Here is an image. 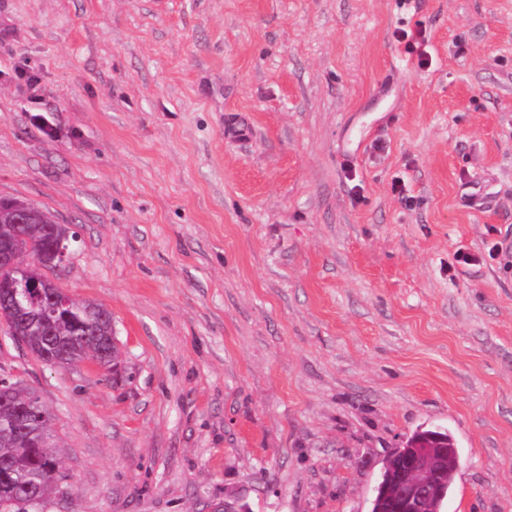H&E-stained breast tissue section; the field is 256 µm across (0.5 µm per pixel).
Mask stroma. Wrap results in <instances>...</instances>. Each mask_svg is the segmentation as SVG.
<instances>
[{"instance_id": "obj_1", "label": "stroma", "mask_w": 512, "mask_h": 512, "mask_svg": "<svg viewBox=\"0 0 512 512\" xmlns=\"http://www.w3.org/2000/svg\"><path fill=\"white\" fill-rule=\"evenodd\" d=\"M1 197L123 366L0 324L66 474L20 512H369L421 425L512 512V0H0ZM29 206L26 221L21 228L24 234L22 242L33 247H44L49 244L46 224L52 218L40 206L33 203H29ZM48 227L52 234V244L49 250L38 249L35 251L34 265L37 269H43L46 265H52L56 260H58V266H60L67 258L66 251H62L60 246L63 239L68 236V228L62 224H48Z\"/></svg>"}]
</instances>
